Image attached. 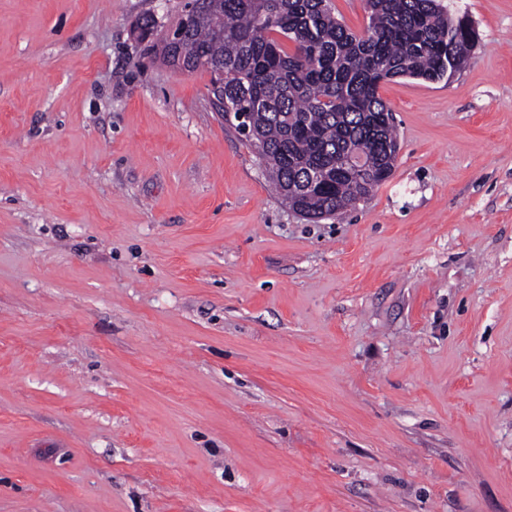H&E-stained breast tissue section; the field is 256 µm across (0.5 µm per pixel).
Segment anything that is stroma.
<instances>
[{"label":"stroma","instance_id":"stroma-1","mask_svg":"<svg viewBox=\"0 0 512 512\" xmlns=\"http://www.w3.org/2000/svg\"><path fill=\"white\" fill-rule=\"evenodd\" d=\"M310 222L162 63L186 0H0V512H512V0Z\"/></svg>","mask_w":512,"mask_h":512}]
</instances>
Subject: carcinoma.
I'll return each instance as SVG.
<instances>
[{"label": "carcinoma", "instance_id": "obj_1", "mask_svg": "<svg viewBox=\"0 0 512 512\" xmlns=\"http://www.w3.org/2000/svg\"><path fill=\"white\" fill-rule=\"evenodd\" d=\"M361 34L330 0H190L177 43L157 50L169 65L224 69V120L250 142L287 208L311 220L367 201L378 173L392 175L398 143L380 82H438L476 44L465 16L439 0H365ZM355 154L361 169L343 167Z\"/></svg>", "mask_w": 512, "mask_h": 512}]
</instances>
